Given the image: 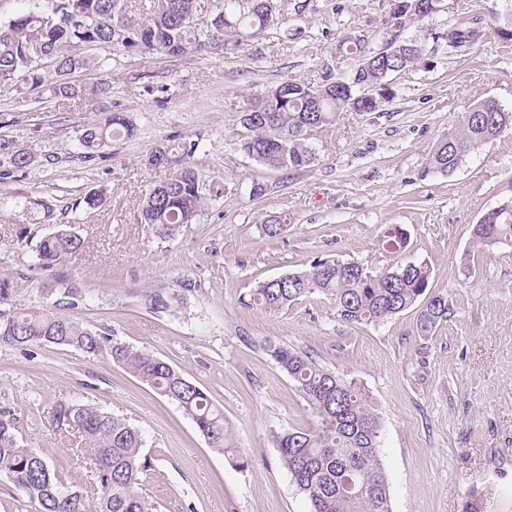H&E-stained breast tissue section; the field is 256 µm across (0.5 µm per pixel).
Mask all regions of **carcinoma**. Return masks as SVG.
Wrapping results in <instances>:
<instances>
[{
  "instance_id": "cac0c4a2",
  "label": "carcinoma",
  "mask_w": 512,
  "mask_h": 512,
  "mask_svg": "<svg viewBox=\"0 0 512 512\" xmlns=\"http://www.w3.org/2000/svg\"><path fill=\"white\" fill-rule=\"evenodd\" d=\"M19 10L0 23V84L15 90L27 86L46 88L58 101L80 97L101 98L112 86L102 83L82 89L69 80L77 69L94 62L112 65L122 51L151 55L235 53L244 40L278 27L279 15L267 3L277 0H17ZM211 5L210 27L189 25V19ZM425 10L406 7L385 17L390 42L412 46L406 55L386 59L371 72L358 67L339 79L330 72L320 82L287 80L255 95L242 112L241 124L248 136L241 149L260 165L274 171L306 167L316 159L308 136L333 126L343 112H377L389 93L375 106L362 97L364 84L387 82L390 65L402 71L414 67L425 45L403 36L412 22H423L448 12V0H424ZM479 32L464 26L433 36L447 43L448 52L472 44ZM89 44L104 52L85 55ZM40 49L50 65L35 68L30 56ZM339 49L360 60L376 55L362 39L344 37ZM512 128V110L495 99L482 100L463 112L455 129L441 138L428 159V171L452 174L464 157ZM133 130L124 118L107 114L84 127L78 138L81 158L93 160L100 148ZM196 143L158 146L149 155L151 167H171L174 173L147 195L140 223L163 237L176 236L195 221L205 202L206 186L189 165ZM0 154L9 158V172L24 173L35 162L28 149L0 142ZM472 241L479 247L512 242V200L485 212L472 226ZM386 248L402 246L400 226L383 233ZM84 241L68 230L42 237L36 246V263L44 271L59 266L82 251ZM355 262L320 261L309 269L279 279L264 280L251 300L260 309L274 312L313 294L329 296L336 314L350 324L382 322L421 302L417 327L424 334L448 320L450 307L442 294L427 295L430 270L424 264H405L365 275ZM53 309H29L0 313V343L12 345L54 344L96 355L110 348L112 361L148 384L160 396L175 402L189 416L208 443L220 453L234 448L224 411L198 386L167 362L142 350L111 343L106 333L83 327L64 314L82 300L81 291L64 279L51 290ZM279 367L296 383L313 409L319 428L313 432L288 429L276 436L282 464L298 490L310 503V512H391L389 484L379 452L380 417L365 390L319 366L307 353L288 347L273 349ZM56 421L68 426L80 439L81 449L95 466V483L86 491L67 488L45 452L23 446L18 440V421L8 408H0V473L5 474L34 506L35 512H88L87 502L97 500L96 512H153L142 494L146 464L141 461L140 432L101 409L61 402Z\"/></svg>"
}]
</instances>
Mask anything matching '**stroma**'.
I'll return each instance as SVG.
<instances>
[{
    "instance_id": "35a3bbf8",
    "label": "stroma",
    "mask_w": 512,
    "mask_h": 512,
    "mask_svg": "<svg viewBox=\"0 0 512 512\" xmlns=\"http://www.w3.org/2000/svg\"><path fill=\"white\" fill-rule=\"evenodd\" d=\"M278 29L234 54L156 56L124 52L108 68L72 74L73 83L109 82L104 99L59 103L0 87V140L29 148L31 170L0 178V311L51 307L35 249L68 226L83 251L60 267L84 299L69 315L113 341L149 351L203 389L224 410L236 444L221 454L173 402L113 363L53 344L0 345V406L19 420V438L50 458L64 485L95 475L71 433L55 421L62 402L87 403L125 419L143 437V490L156 512H310L283 466L273 437L315 430L318 419L272 356L288 346L356 381L380 416L379 448L392 512H512V242L473 245L471 228L512 198V129L467 155L449 176L429 172L438 140L486 98L512 109V0H454L406 31L426 41L412 70L393 74L380 111L347 112L312 138L314 163L269 170L240 144V114L253 95L286 80L348 76L356 58L340 53L347 34L371 50L387 38V0H309L295 14L280 0ZM482 36L461 52L428 40L472 19ZM106 113L124 115L132 137L110 141L93 161L77 138ZM192 141L191 164L218 188L194 223L171 239L139 221L149 189L169 179L145 159L156 146ZM265 187L262 196L252 184ZM101 193L91 209L87 195ZM54 209L51 223L32 200ZM277 218V238L263 226ZM400 225L407 245L383 248L384 227ZM355 261L378 271L425 264L429 294L452 310L430 334L419 306L374 324H349L330 297L315 294L277 312L251 302L257 282ZM191 279L192 289L181 288ZM168 309L152 308L154 297Z\"/></svg>"
}]
</instances>
